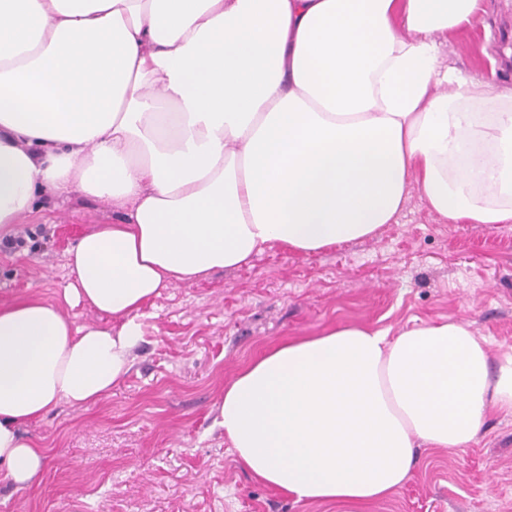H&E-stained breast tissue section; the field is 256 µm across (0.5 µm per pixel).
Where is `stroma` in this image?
I'll use <instances>...</instances> for the list:
<instances>
[{
  "label": "stroma",
  "instance_id": "1",
  "mask_svg": "<svg viewBox=\"0 0 512 512\" xmlns=\"http://www.w3.org/2000/svg\"><path fill=\"white\" fill-rule=\"evenodd\" d=\"M448 66L512 87V0H483L449 32ZM77 195L42 199L0 250V303L51 301L68 249L120 219ZM455 320L512 352V224H448L412 192L398 223L313 255L279 246L236 269L163 289L145 308L127 378L96 403H62L27 426L46 459L16 486L0 472V512H338L295 502L237 462L217 423L224 386L271 345L328 327L401 329ZM360 512H512V420L490 417L462 451L423 448L408 481Z\"/></svg>",
  "mask_w": 512,
  "mask_h": 512
}]
</instances>
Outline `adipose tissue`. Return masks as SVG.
I'll return each mask as SVG.
<instances>
[{
  "mask_svg": "<svg viewBox=\"0 0 512 512\" xmlns=\"http://www.w3.org/2000/svg\"><path fill=\"white\" fill-rule=\"evenodd\" d=\"M481 0H0V240L39 196L121 210L68 252L58 299L0 305V471L24 429L128 375L161 289L281 245L396 222L411 188L451 224L512 223V87L443 62ZM85 305L106 324H75ZM241 466L298 502L387 499L417 450L512 419V353L470 324L347 325L271 346L224 388Z\"/></svg>",
  "mask_w": 512,
  "mask_h": 512,
  "instance_id": "adipose-tissue-1",
  "label": "adipose tissue"
}]
</instances>
